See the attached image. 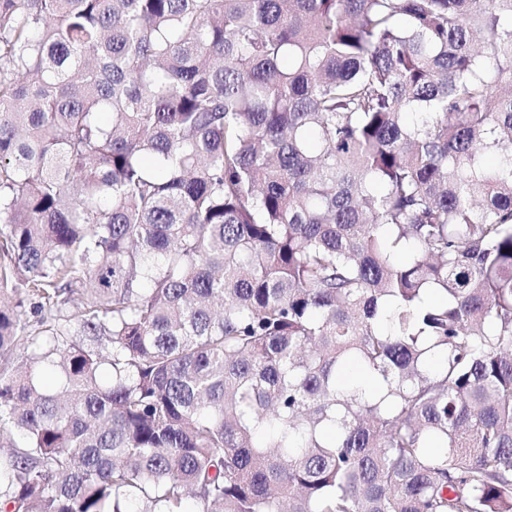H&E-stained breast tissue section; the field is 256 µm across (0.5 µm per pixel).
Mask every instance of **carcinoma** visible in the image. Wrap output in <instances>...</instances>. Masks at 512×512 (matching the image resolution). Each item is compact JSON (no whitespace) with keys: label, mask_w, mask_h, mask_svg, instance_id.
Instances as JSON below:
<instances>
[{"label":"carcinoma","mask_w":512,"mask_h":512,"mask_svg":"<svg viewBox=\"0 0 512 512\" xmlns=\"http://www.w3.org/2000/svg\"><path fill=\"white\" fill-rule=\"evenodd\" d=\"M5 296L0 512H512V0H0Z\"/></svg>","instance_id":"cac0c4a2"}]
</instances>
